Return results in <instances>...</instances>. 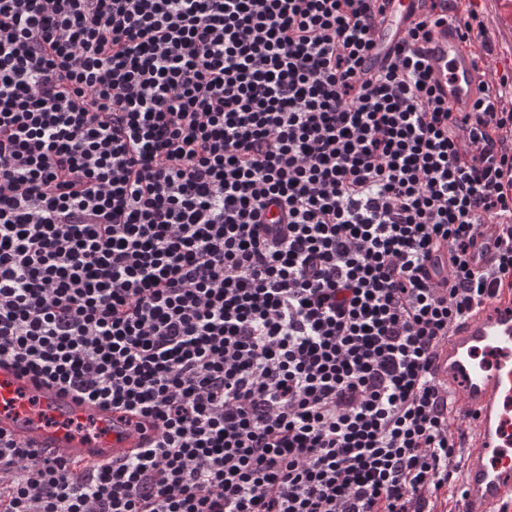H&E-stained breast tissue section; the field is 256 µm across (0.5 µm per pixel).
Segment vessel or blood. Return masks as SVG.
<instances>
[{
	"label": "vessel or blood",
	"mask_w": 512,
	"mask_h": 512,
	"mask_svg": "<svg viewBox=\"0 0 512 512\" xmlns=\"http://www.w3.org/2000/svg\"><path fill=\"white\" fill-rule=\"evenodd\" d=\"M431 0H389L375 43H407L412 16ZM422 50L438 91L453 111L469 112L485 66L455 31L438 29ZM447 385L462 418L464 461L462 512H500L512 504V292H498L454 329L433 365ZM96 415L107 434L84 437L66 420ZM0 431L43 455L65 457L82 467L129 455L141 439L134 426L115 414L58 387L33 380L11 364L0 365Z\"/></svg>",
	"instance_id": "vessel-or-blood-1"
}]
</instances>
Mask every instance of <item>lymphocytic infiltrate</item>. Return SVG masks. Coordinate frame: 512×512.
Returning <instances> with one entry per match:
<instances>
[{
	"mask_svg": "<svg viewBox=\"0 0 512 512\" xmlns=\"http://www.w3.org/2000/svg\"><path fill=\"white\" fill-rule=\"evenodd\" d=\"M379 0H0V363L145 442L0 433V512H443L430 368L512 288V73L471 112ZM496 258L475 265L484 217ZM431 4V0H392L388 1L385 10V21L373 31L375 50L370 54L365 63V68L375 72L377 70L376 55L381 43H387L392 47L396 44L403 45L410 41L409 33L411 22L417 15L424 12ZM414 10L413 15L410 13Z\"/></svg>",
	"mask_w": 512,
	"mask_h": 512,
	"instance_id": "1",
	"label": "lymphocytic infiltrate"
}]
</instances>
